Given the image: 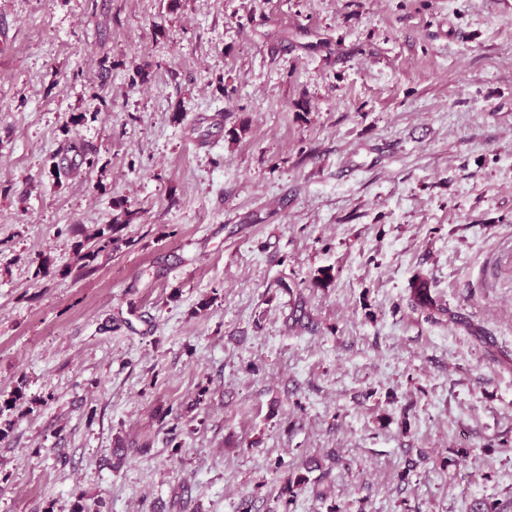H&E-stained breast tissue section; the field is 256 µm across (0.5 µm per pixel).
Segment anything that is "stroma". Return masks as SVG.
Wrapping results in <instances>:
<instances>
[{
  "label": "stroma",
  "instance_id": "1",
  "mask_svg": "<svg viewBox=\"0 0 512 512\" xmlns=\"http://www.w3.org/2000/svg\"><path fill=\"white\" fill-rule=\"evenodd\" d=\"M19 389L0 512H512V0H0ZM133 213L132 211L128 210V208L123 209L121 213L115 215L113 218L114 224H112V227H108V230L111 234H105L104 229L97 231L93 236H87L85 237V240L87 241V244L93 243L85 251L83 254L80 255V259L84 260L82 268H86L90 265V262H93L100 252L105 251L107 248H110V250H113V245H118V242L120 241L119 237H114L113 234L115 231H117L118 227L123 224H129L133 219ZM104 239V240H102ZM92 240V241H91ZM430 288V282L423 277H416L411 281L409 284V290L413 306L420 308L423 311H427L430 316L435 313H447V308L436 303L431 294Z\"/></svg>",
  "mask_w": 512,
  "mask_h": 512
}]
</instances>
